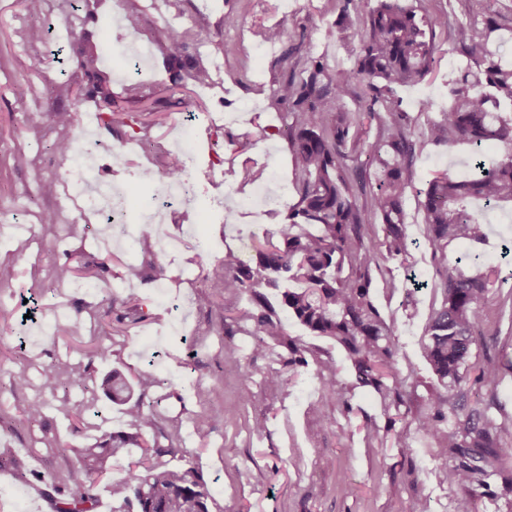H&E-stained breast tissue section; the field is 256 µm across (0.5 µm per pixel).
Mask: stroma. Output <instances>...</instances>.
<instances>
[{"label": "stroma", "mask_w": 512, "mask_h": 512, "mask_svg": "<svg viewBox=\"0 0 512 512\" xmlns=\"http://www.w3.org/2000/svg\"><path fill=\"white\" fill-rule=\"evenodd\" d=\"M283 2L42 0V16L35 22L21 0H0V264L18 266L17 277L0 285V512H54L59 491L46 484V477H63L77 463L76 447L125 426L101 391V380L115 369L132 379L150 367L167 385L148 396L159 419L146 438L161 449L168 468L199 470L214 492L212 512H413L420 501L431 512H456L460 500L479 494L477 485L449 482L448 461L434 456L428 439L414 428L401 436L408 452H400L398 442L366 445L364 427L384 431L390 423L376 395L356 387L351 363L334 342L289 325V334L307 348V363L290 372L283 390L267 377L282 370L287 350L273 344L266 354H254L251 322L223 319L197 303L202 291L223 301V287L207 273L223 259L225 247L252 262V234L280 221L270 213L254 223L242 201L263 189L284 207L298 200L288 142L276 133L289 107L272 100V88L299 75L310 51L332 74L356 66L357 38L336 28L338 0H298L291 11ZM132 13L138 14L139 27L128 33L123 22ZM228 16L236 18L235 26H225ZM173 19L193 30L191 54L208 66L223 61V70L213 77L215 89L202 91L189 80L173 88L169 62L156 48L140 69L130 68L134 45L151 42L155 27ZM283 19L290 27L287 38L267 46L262 30ZM331 27L334 38H325ZM112 32L124 33V41L108 43ZM85 37L106 47L98 66L112 78L115 102L132 114L129 125L111 130L97 120L83 134L54 121V111L72 106L71 99L54 95V87H75L84 80L77 48ZM436 42V63L425 81L396 91L409 116L405 132L416 149L406 194L410 256L403 264L382 262L372 283L377 307L396 319L402 345L397 368L415 412L430 410L445 393L421 346L427 318L441 301V275L424 245L418 200L436 171L471 173L470 145L448 149L427 140L428 122L445 103L448 77L466 65L451 33L437 32ZM17 82L28 86L20 98L12 93ZM218 111L224 123L216 127L206 115ZM26 112L43 114V123L23 127ZM68 133L83 134L97 145L84 194L101 183L121 186L127 223L73 227L80 215L77 202L40 192V179H63L73 166L52 148ZM186 133L213 146L214 176L197 182L192 205L168 209L171 234L185 244L165 253L157 239L142 237V220L155 206L157 188L141 183L139 173L162 170L170 155L182 152ZM243 140L249 143L244 150L238 147ZM113 145L125 150L122 164L112 161ZM19 152L26 155V166H15ZM228 167L262 170L267 178L228 190L221 175ZM46 211L57 213V223H41ZM510 236L512 222L490 225L480 258L463 265L471 274L489 265L501 269L481 304V334L471 358L476 368L489 357L512 359V256L502 257L499 249ZM71 256L95 273V291L57 281V268ZM128 262L141 267L140 280L125 279ZM159 266L165 274L161 281L154 278ZM389 276L397 283L392 293L383 288ZM411 277L423 282L422 290L408 287ZM32 298L39 304L33 313L26 305ZM76 316L86 326L79 341L57 331ZM93 343L104 346L106 355L88 358ZM57 360L75 366L84 383L43 392L42 372ZM325 362L335 368L340 399L321 397ZM19 371L29 379L22 391L11 383ZM245 392L252 400L243 405L239 397ZM34 400L42 402L43 413L31 422L24 410ZM227 407L232 415H224ZM201 416L211 419L203 436L196 431ZM258 419L267 422L259 434L252 430ZM76 423L82 426L77 435Z\"/></svg>", "instance_id": "1"}]
</instances>
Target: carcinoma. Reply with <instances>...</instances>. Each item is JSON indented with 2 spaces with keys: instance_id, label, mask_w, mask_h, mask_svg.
Instances as JSON below:
<instances>
[{
  "instance_id": "obj_1",
  "label": "carcinoma",
  "mask_w": 512,
  "mask_h": 512,
  "mask_svg": "<svg viewBox=\"0 0 512 512\" xmlns=\"http://www.w3.org/2000/svg\"><path fill=\"white\" fill-rule=\"evenodd\" d=\"M466 22L457 24L452 39L465 54L467 65L448 79V109L430 120L427 138L439 146L466 143L479 149L488 143L504 147L498 156L472 155V175L460 179L446 169L431 179L420 202L424 213V238L434 261L443 269L439 307L432 309L422 337V346L440 384L448 389L435 413L420 412L410 418L416 431L434 445L436 455L453 459L448 478L457 484L477 483L490 495L485 477L509 449L503 437L512 430L490 414L491 403L468 406L471 347L480 332L479 307L488 292L491 276L500 269L468 274L462 268L465 255L448 258V248L457 244L471 250L486 242L487 224L474 203L486 207L512 205V59L501 46L512 42V25L488 9L489 0H474ZM340 24L349 28L361 21L357 32V66L336 73L332 87L320 85L325 67L307 52L306 76L291 77L271 91L279 103L292 104L284 125L295 174L299 200L288 207L281 223L256 241L255 264L244 263L229 246L212 271L224 295H250L252 308L238 315L253 322L254 349L265 351L267 340L284 346L288 365L307 364V349L288 334V320L303 326L313 336L332 339L352 362L356 385L375 392L385 411H395L390 424L405 419L404 381L397 373L400 345L395 324L386 319L371 297L374 269L379 260H404L409 254L404 200L415 147L404 134L408 114L395 100L401 86L416 85L433 68L435 31L448 30V15L417 17L405 0H340ZM192 35L187 28L166 24L157 27L152 41L177 64L174 84L191 80L200 85L210 78L200 59L186 54ZM86 83L82 88L61 86L73 101L65 124L73 125L83 102L91 98L101 107L107 125L124 122L125 113L112 109L111 81L98 66L96 47L79 57ZM366 87L361 111L342 112L339 102L349 94L352 82ZM378 122L380 133L363 143L367 164L376 165V192L370 204L361 205L353 190L347 142L358 140L367 126ZM63 157L81 159L86 148L76 137L55 141ZM381 218L383 241L378 243L364 229ZM61 281L94 283V275L68 261L57 272ZM502 365L488 361L475 382L496 385ZM81 382L75 368L58 360L43 373L42 385L50 391ZM164 384L155 371L146 370L131 382L118 371L102 381L107 398L126 406L129 430L104 435L92 448H78V463L65 477H50L66 492L56 503V512H92L99 499L98 487L108 476L107 461L131 448L141 457L128 465L125 475L106 484L112 500L124 512H211L214 497L202 475L193 467L170 470L156 460L144 432L158 417L155 405L145 398ZM448 407L455 430L440 426L441 408Z\"/></svg>"
}]
</instances>
